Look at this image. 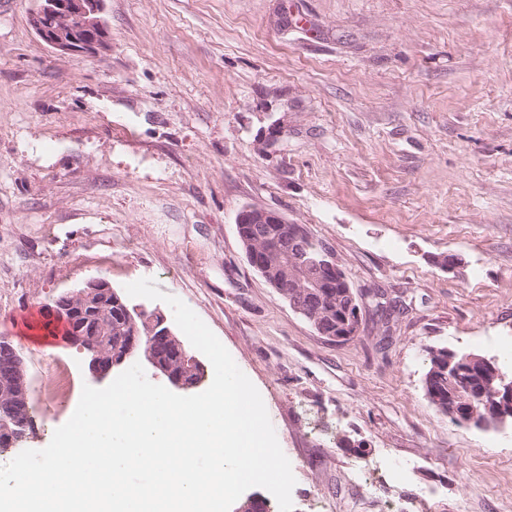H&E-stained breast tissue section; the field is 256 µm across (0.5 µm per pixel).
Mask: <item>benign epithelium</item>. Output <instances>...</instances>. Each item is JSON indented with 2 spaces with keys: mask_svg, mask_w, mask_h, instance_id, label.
I'll use <instances>...</instances> for the list:
<instances>
[{
  "mask_svg": "<svg viewBox=\"0 0 512 512\" xmlns=\"http://www.w3.org/2000/svg\"><path fill=\"white\" fill-rule=\"evenodd\" d=\"M105 0H41V5L30 15V24L38 36L59 54L71 58L94 54L110 45L108 28L102 19ZM237 227L244 224H284L278 214L263 208L247 206L236 220ZM248 264L261 274L279 295L289 301L291 308L322 335L346 341L358 335L361 325L362 302L345 279L336 258L326 245L311 250L276 254V241H266L245 249ZM344 300L346 309L336 313V329H324L323 302L330 295ZM122 307L130 318L137 316L145 322V336L149 343L175 345L179 369L168 364L164 355L151 350L146 361L158 373L164 375L178 389L187 387L186 378L193 372L197 359L184 350L176 339L166 318L159 309L149 312L142 305L131 306L122 301L117 292L104 280L90 279L77 291L62 295L54 305L47 306V314L54 322L66 319L70 323L67 343L80 347L88 358V368L96 379H104L113 370L123 367L139 344V337L129 341L127 352L102 361L101 346L96 343L98 331L95 320L103 310L112 308V303ZM452 359L447 358L434 367L426 378V388L440 389L442 398H451L448 412L459 415L458 408L464 400L462 390L448 395V381ZM484 373L474 388L482 400L502 411L506 419L505 405L512 401V378L503 374L490 359L481 361ZM0 383L11 387L14 397L22 402L29 398V385L23 361L16 348L7 340L0 341Z\"/></svg>",
  "mask_w": 512,
  "mask_h": 512,
  "instance_id": "1",
  "label": "benign epithelium"
}]
</instances>
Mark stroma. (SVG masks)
I'll return each mask as SVG.
<instances>
[{
  "label": "stroma",
  "instance_id": "1",
  "mask_svg": "<svg viewBox=\"0 0 512 512\" xmlns=\"http://www.w3.org/2000/svg\"><path fill=\"white\" fill-rule=\"evenodd\" d=\"M38 6L0 0V336L36 422L0 465L94 382L29 322L86 279L151 278L260 392L294 512H512V424L425 393L428 349L500 365L512 343V0H105L110 46L76 59ZM247 205L329 247L358 336L320 335L249 266Z\"/></svg>",
  "mask_w": 512,
  "mask_h": 512
}]
</instances>
